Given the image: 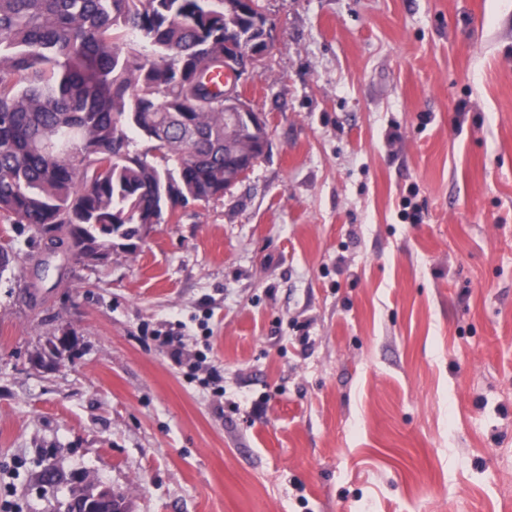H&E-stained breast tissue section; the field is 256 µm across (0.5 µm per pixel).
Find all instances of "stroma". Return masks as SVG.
<instances>
[{
    "label": "stroma",
    "instance_id": "stroma-1",
    "mask_svg": "<svg viewBox=\"0 0 512 512\" xmlns=\"http://www.w3.org/2000/svg\"><path fill=\"white\" fill-rule=\"evenodd\" d=\"M261 3L245 180L103 264L9 232L0 512L49 463L130 512H512V0ZM178 336L171 330L155 337L166 348L171 361L180 367L187 368L188 374L193 376L201 369L207 357L200 351L187 349Z\"/></svg>",
    "mask_w": 512,
    "mask_h": 512
}]
</instances>
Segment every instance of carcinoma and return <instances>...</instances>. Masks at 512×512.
I'll list each match as a JSON object with an SVG mask.
<instances>
[{"label":"carcinoma","mask_w":512,"mask_h":512,"mask_svg":"<svg viewBox=\"0 0 512 512\" xmlns=\"http://www.w3.org/2000/svg\"><path fill=\"white\" fill-rule=\"evenodd\" d=\"M223 79L224 0H0V217L80 264L164 223L169 181L211 201ZM20 263L0 245V274Z\"/></svg>","instance_id":"cac0c4a2"}]
</instances>
